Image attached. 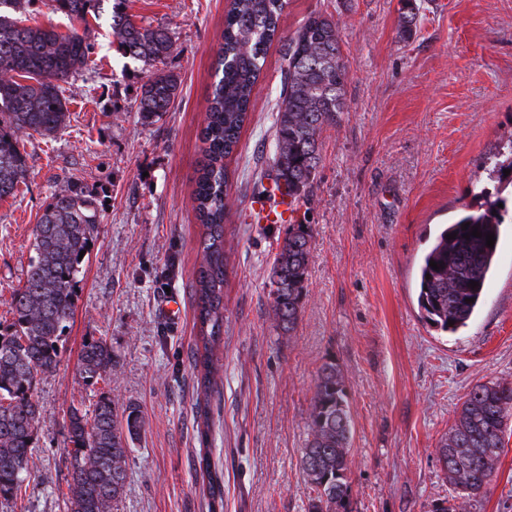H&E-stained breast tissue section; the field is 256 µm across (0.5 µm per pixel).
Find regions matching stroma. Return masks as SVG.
Listing matches in <instances>:
<instances>
[{"instance_id":"35a3bbf8","label":"stroma","mask_w":512,"mask_h":512,"mask_svg":"<svg viewBox=\"0 0 512 512\" xmlns=\"http://www.w3.org/2000/svg\"><path fill=\"white\" fill-rule=\"evenodd\" d=\"M401 3L287 0L228 161L222 368L208 393L191 366L202 251L192 194L227 0H128L136 21L166 28L178 46L151 66L113 44L109 14L91 23L94 66L64 85L69 125L26 139V183L0 200L4 325L51 195L82 186L100 219L59 363L35 386L37 478L17 500H0V512H69L67 415L105 391L143 421L114 512H208L202 456L223 477L224 512H308L315 492L301 456L327 361L342 373L352 420V512H432L450 496L440 438L473 385L512 381V182L492 173L496 153L512 143V0H416L407 37ZM313 12L338 22L349 76L345 108L320 136L321 162L296 213L311 238L303 308L288 336L274 326L270 295L288 227L252 223L251 205L273 162L285 46ZM160 71L178 76L181 93L144 125L135 101ZM484 190L506 207L496 266L468 325L442 332L418 307L417 266L440 225ZM93 337L111 347L113 368L107 383L89 387L80 359ZM472 512H512V421Z\"/></svg>"}]
</instances>
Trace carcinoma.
<instances>
[{"label":"carcinoma","instance_id":"carcinoma-1","mask_svg":"<svg viewBox=\"0 0 512 512\" xmlns=\"http://www.w3.org/2000/svg\"><path fill=\"white\" fill-rule=\"evenodd\" d=\"M27 0H0V200L17 194L25 183L24 138L52 137L66 126L69 113L62 84L88 68L90 44L78 32L98 18L102 0H53L54 9L75 26L62 33L55 27L25 25ZM286 0H230L217 52L215 81L200 132L201 159L193 200L202 229V259L193 283L198 336L192 352L201 387L218 374L217 348L224 328V215L228 176L224 160L236 150L248 119L251 97L268 48L280 30ZM112 36L121 50L147 63L176 52L168 31L138 24L114 0ZM284 96L275 120V153L263 177L285 183L295 200L308 197L320 162V135L344 111L348 79L337 23L311 14L287 46ZM180 81L172 72L155 74L141 87L136 112L151 124L177 98ZM498 202L467 206L442 228L418 269V304L433 327L454 333L467 325L482 301L497 248L486 236L500 237L503 220ZM99 214L82 188L55 192L36 224L33 252L23 284L14 289L11 324L0 328V498L17 496L34 474L32 456L39 407L33 399L36 376L57 367L61 342L73 318L80 275L90 254ZM467 229H462V225ZM480 237L464 238L473 229ZM455 238L449 239L447 235ZM310 225H290L278 253L272 280V313L278 328L295 329L305 297ZM435 261L439 270L429 266ZM478 286L470 287V281ZM454 324H448V321ZM112 371V350L103 338L83 345L81 374L96 386ZM512 417V382L479 384L463 403L448 437L437 448L453 493L438 501L436 512H464L487 491L502 448V434ZM308 440L302 469L316 496L309 512L349 510V445L351 417L344 381L333 362L319 368L307 418ZM142 421L134 412L126 430L118 428L116 404L99 395L90 412L68 413L71 449V512H113L126 480L128 442L136 439ZM207 476L208 509L224 507L221 477L199 461Z\"/></svg>","mask_w":512,"mask_h":512}]
</instances>
